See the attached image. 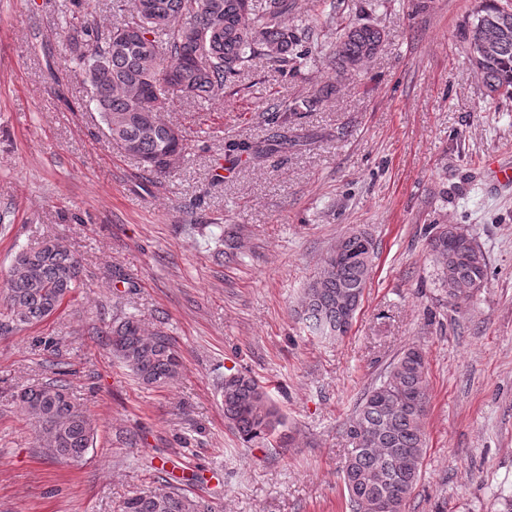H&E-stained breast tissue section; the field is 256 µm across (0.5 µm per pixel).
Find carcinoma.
I'll list each match as a JSON object with an SVG mask.
<instances>
[{"label": "carcinoma", "instance_id": "1", "mask_svg": "<svg viewBox=\"0 0 512 512\" xmlns=\"http://www.w3.org/2000/svg\"><path fill=\"white\" fill-rule=\"evenodd\" d=\"M246 0H116L121 21L101 27L89 19L90 0H71L62 26L72 69L90 91L108 137L129 146L150 174L164 172V158L183 155L184 136L162 120L173 99L210 102L222 97L224 85L256 58L289 67L296 73L310 54L301 36L282 16L286 0H269L262 12ZM381 29L358 23L336 37L327 54L336 75L358 67L376 54ZM474 65L486 88L512 97V19L500 30V46L491 58ZM336 92L324 86L310 98L274 110V119L293 124ZM454 224H431L427 246L441 265L439 287L448 303L470 298L488 280L489 263L474 237L452 233ZM375 241L364 229L344 235L321 259L303 288L300 315L310 332L335 327L345 336L352 322L338 305L346 298L361 305L370 279ZM82 285L78 257L59 239H45L19 249L0 291V334L37 324L56 313ZM112 356L147 388H165L181 372L182 360L170 336L148 331L133 313L100 330ZM58 378L20 389V411L38 425L39 440L53 456L77 461L92 446L96 428L91 415L71 397ZM427 362L417 345L404 349L379 382L363 394L346 434L353 441L341 480L352 512H404L415 489L426 453ZM224 420L241 436L268 440L277 436L283 415L267 391L246 372L224 375L220 386ZM120 512H214L201 496L163 485L125 499Z\"/></svg>", "mask_w": 512, "mask_h": 512}]
</instances>
